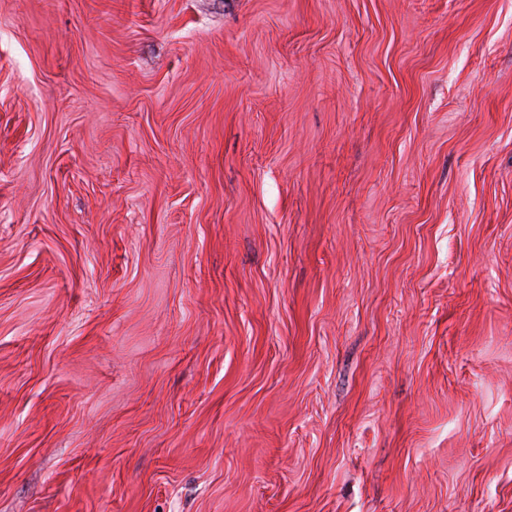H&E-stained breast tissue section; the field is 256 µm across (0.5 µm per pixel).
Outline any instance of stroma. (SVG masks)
I'll list each match as a JSON object with an SVG mask.
<instances>
[{
    "mask_svg": "<svg viewBox=\"0 0 512 512\" xmlns=\"http://www.w3.org/2000/svg\"><path fill=\"white\" fill-rule=\"evenodd\" d=\"M0 512H512V0H0Z\"/></svg>",
    "mask_w": 512,
    "mask_h": 512,
    "instance_id": "35a3bbf8",
    "label": "stroma"
}]
</instances>
